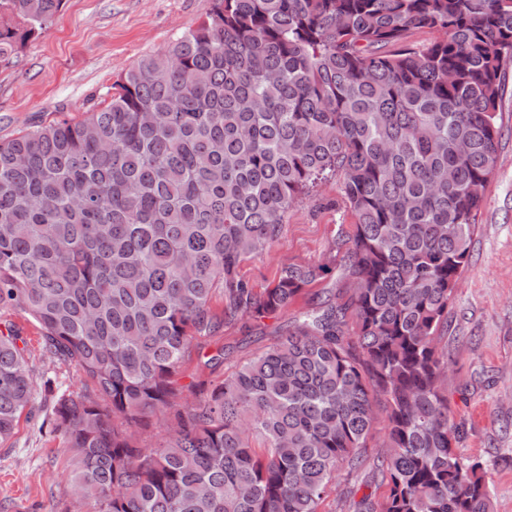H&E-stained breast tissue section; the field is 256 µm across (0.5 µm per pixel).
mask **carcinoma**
I'll list each match as a JSON object with an SVG mask.
<instances>
[{"label":"carcinoma","instance_id":"carcinoma-1","mask_svg":"<svg viewBox=\"0 0 512 512\" xmlns=\"http://www.w3.org/2000/svg\"><path fill=\"white\" fill-rule=\"evenodd\" d=\"M61 4L0 0L22 22L0 23V62ZM420 29L439 37L408 45ZM508 61L512 0H210L110 100L0 141V310L28 313L43 353L94 387L44 383L87 512H319L337 467H361L377 404L389 493L357 512H492L481 465L456 453L439 344ZM329 176L354 218L330 260L351 295L222 382L179 383L194 341L277 315L328 270L289 263L260 292L239 275ZM20 340L0 332L1 442L39 410ZM170 409L165 444L137 446Z\"/></svg>","mask_w":512,"mask_h":512}]
</instances>
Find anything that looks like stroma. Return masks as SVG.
Segmentation results:
<instances>
[{
	"label": "stroma",
	"instance_id": "1",
	"mask_svg": "<svg viewBox=\"0 0 512 512\" xmlns=\"http://www.w3.org/2000/svg\"><path fill=\"white\" fill-rule=\"evenodd\" d=\"M207 6L208 0H63L52 24L25 42L12 63H0V141L55 120L82 118L121 73L144 55L165 50ZM498 113L497 169L485 189L442 344L448 352L444 389L462 431L456 451L482 464L493 512H512V73ZM353 222L336 180L320 183L289 209L280 245L245 261L240 274L262 289L282 265L327 262L339 229ZM351 288L334 271L277 317L225 326L223 369L204 370L192 361L183 374L222 379L274 343L317 297L328 293L338 302ZM9 328L26 340L37 381H51L60 393H83L85 381L74 365L44 355L39 326L28 314L0 311V331ZM50 419V406H43L38 417H21L12 437L0 442V512H78L65 444L52 433ZM384 432V421H377L361 451L363 467L337 469L320 512H356L363 496L386 497L388 485L369 469L383 451Z\"/></svg>",
	"mask_w": 512,
	"mask_h": 512
}]
</instances>
